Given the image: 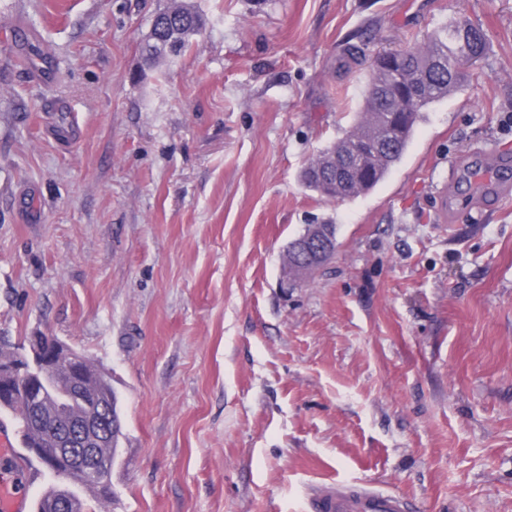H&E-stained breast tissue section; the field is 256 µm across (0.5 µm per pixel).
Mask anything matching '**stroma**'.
Returning a JSON list of instances; mask_svg holds the SVG:
<instances>
[{"label":"stroma","instance_id":"stroma-1","mask_svg":"<svg viewBox=\"0 0 512 512\" xmlns=\"http://www.w3.org/2000/svg\"><path fill=\"white\" fill-rule=\"evenodd\" d=\"M183 3L200 33L146 67L154 14ZM461 18L488 52L386 179L306 188L370 56ZM490 150L512 157V0H0V337L111 377L96 512H311L336 482L512 512V197L464 204ZM325 220L332 261L289 284L287 243ZM0 429V474L38 499L53 475Z\"/></svg>","mask_w":512,"mask_h":512}]
</instances>
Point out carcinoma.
Segmentation results:
<instances>
[{"label": "carcinoma", "mask_w": 512, "mask_h": 512, "mask_svg": "<svg viewBox=\"0 0 512 512\" xmlns=\"http://www.w3.org/2000/svg\"><path fill=\"white\" fill-rule=\"evenodd\" d=\"M202 26L201 16L186 5L166 8L154 16L150 32L141 45V53L149 64L158 65L186 52ZM487 49L488 41L483 28L465 20L436 33L424 47L398 49L393 57L388 51L375 54L370 62L361 119L342 137L319 152L316 165L302 171L303 183L321 196L336 201L351 199L375 187L405 153L421 112L443 99L436 90L444 87L454 92L462 88L467 79L464 67L484 58ZM409 75L418 77V87L415 95L403 102V108L410 112L412 120L408 127L400 130L393 125L391 115L397 105V86ZM357 140L370 144V148L358 158L367 179L352 187H344L339 192L335 182L327 180L332 170L331 156L335 152L352 153ZM49 382L56 395L68 390L71 376L65 370H57L50 374ZM0 410L11 413L18 421L23 447L37 444L54 448L60 426L78 419L86 407L79 402L61 407L52 400L45 406L49 416L42 419L43 426L37 431L32 426L33 413L27 407L8 403ZM122 435V428L117 427L109 431L104 440L102 453L110 464L115 461ZM56 477L63 480V485L73 483L77 488L72 494L70 512H87L86 493L98 502L112 501L110 467L95 475L64 469L56 473Z\"/></svg>", "instance_id": "1"}]
</instances>
